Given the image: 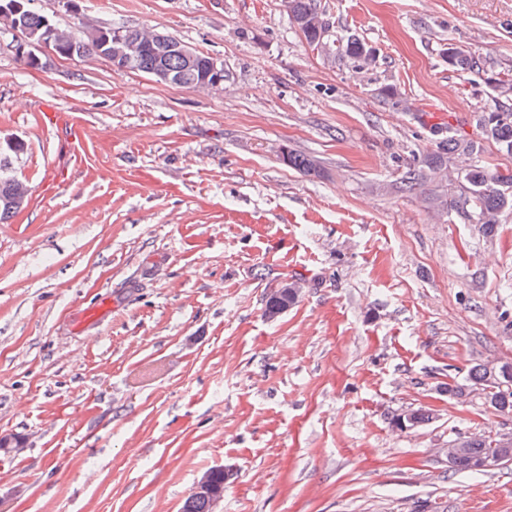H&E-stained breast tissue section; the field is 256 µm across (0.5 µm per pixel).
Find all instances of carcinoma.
<instances>
[{
	"label": "carcinoma",
	"mask_w": 512,
	"mask_h": 512,
	"mask_svg": "<svg viewBox=\"0 0 512 512\" xmlns=\"http://www.w3.org/2000/svg\"><path fill=\"white\" fill-rule=\"evenodd\" d=\"M289 19L302 35L306 43L318 48L320 40H328L327 28L318 29L309 25L311 18L319 15L316 0H284ZM0 27L24 34L36 46L45 45L49 50L64 58L99 57L109 61L120 59L116 72L138 71L154 78L162 71L176 77L172 84L182 87L201 88L206 84L209 74L210 56L195 52V61L189 62L179 52L162 55L152 43V33L138 27H99L89 22H79L74 31H63L52 21L48 11L26 8L21 13L0 9ZM331 51L339 58L355 64L360 70H367L376 62L375 49L356 37H349L330 45ZM448 64L458 71L471 72L482 68V64L469 50L460 44L448 47ZM477 125L481 137L492 140L501 149L512 153V107L498 104L478 115ZM483 145L479 140L468 139L448 131V145L441 151L418 160L403 180L402 190L412 191L419 184L437 175L449 173L452 160L465 156L471 159L462 171L461 177L466 183L467 193L460 200V207L467 211L468 218L485 236H492L497 224L506 213H512V170L492 168L486 165L481 155ZM281 158L289 168L308 176H319L322 169L316 160L284 148ZM29 195L28 186L12 175L6 165L0 166V223L10 221ZM300 285L296 281L286 282L271 291L265 298L264 314L270 318L286 311L300 297ZM484 389L493 387L494 402L490 404L500 416L512 417V386L500 388L489 377L487 366L475 365L468 373L466 383L448 385V394L461 403L471 399L466 389L473 387ZM409 429L420 427L433 419L426 409H415L403 415ZM491 441L467 438L466 451L458 458L453 470L476 471L479 462L488 455ZM181 512H214L210 500L189 494L183 500Z\"/></svg>",
	"instance_id": "obj_1"
}]
</instances>
